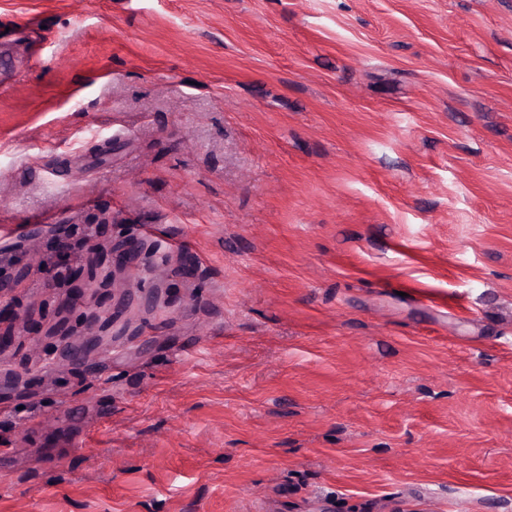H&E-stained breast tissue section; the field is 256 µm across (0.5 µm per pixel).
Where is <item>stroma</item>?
<instances>
[{
  "label": "stroma",
  "mask_w": 512,
  "mask_h": 512,
  "mask_svg": "<svg viewBox=\"0 0 512 512\" xmlns=\"http://www.w3.org/2000/svg\"><path fill=\"white\" fill-rule=\"evenodd\" d=\"M20 264L0 512H512V0H0ZM109 251L112 273L129 270L139 263L141 249L134 241L123 240L113 243ZM90 351L89 341L69 342L60 350L58 360L71 368L90 373L96 371L98 366L92 357V351Z\"/></svg>",
  "instance_id": "1"
}]
</instances>
